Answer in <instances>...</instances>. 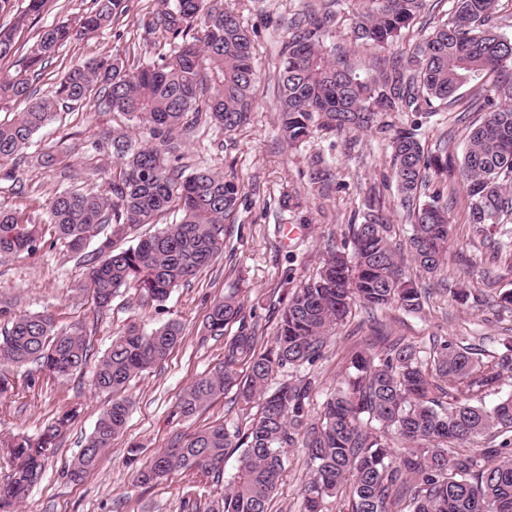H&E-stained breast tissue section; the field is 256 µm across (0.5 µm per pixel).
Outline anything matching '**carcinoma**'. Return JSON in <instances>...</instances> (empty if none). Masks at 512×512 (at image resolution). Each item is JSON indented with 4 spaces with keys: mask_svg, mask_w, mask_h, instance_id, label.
<instances>
[{
    "mask_svg": "<svg viewBox=\"0 0 512 512\" xmlns=\"http://www.w3.org/2000/svg\"><path fill=\"white\" fill-rule=\"evenodd\" d=\"M25 2L15 23L0 27V60L12 55L17 31L27 17L43 12L47 0ZM157 2L141 20L147 33L159 37L162 51L155 61L132 68L119 54L90 58L73 64L49 94L35 96L33 84L60 49L109 29L125 13L126 0H94L84 15L43 30L19 67L0 75V111L6 112L0 162L22 153L60 111L88 103L123 115L154 140L137 145L123 133L112 135L120 171L109 180L107 194L73 182L47 204V224L71 251L98 240L100 260L89 268L85 288L99 310L122 288L135 289L142 306H162L226 248L224 224L234 223L241 197L235 176L206 168L186 175L173 158L203 121L229 137L248 123L259 80L251 35L225 0ZM498 2L455 0L448 20L408 51L390 56L371 82L355 73L346 53L327 45L336 14L325 3L307 5L288 21L290 36L275 73L283 141L295 148L316 126L380 133L388 139L397 191L409 202L430 178H447L448 154L425 150L421 123L395 127L383 116L408 109L428 118L470 87L476 93L467 108L485 117L471 128L459 161L467 221L479 232L485 224L504 223L512 217V38L490 26ZM424 9L425 0H358L355 40L389 50ZM21 99L29 101L26 110L9 113ZM334 180L321 159L312 160L311 192L326 195ZM173 204L179 220L134 245L114 248L112 237L158 223ZM408 218L409 252L419 271L432 277L447 259L448 203L436 192ZM386 224L383 211L367 205L361 222L351 225V246L329 247L317 275L288 294L268 347L259 346L257 327L242 316L236 294L210 302L204 331L224 337V362L183 391L176 414L190 418L229 393L241 410L255 404L258 409L242 427L218 424L175 438L137 470L139 484L197 471L212 478L216 494L204 509L193 505L195 512H270L287 451L301 448L303 512H328L338 501L346 503L338 512H512V391H503L512 378V336L494 352L458 338L435 340L426 349L396 339L375 354L352 350L344 378L320 416H312L317 380L311 367L353 304L380 312L396 307L419 313L424 307L423 291L405 274ZM108 225L112 235L100 237ZM45 243L41 225L0 210V259L34 253ZM235 323L236 333L225 335ZM183 336L181 323L169 320L149 332L131 324L113 338L97 361L92 385L114 399L70 463V481L94 471L125 429L129 402L119 394L129 381L164 363ZM91 356L83 326L60 333L48 314L20 317L0 334V364H33L66 377ZM284 371L288 379L272 386L274 375ZM490 395L496 396L491 404ZM78 416L71 409L35 435L0 436V451L10 463L0 483V512H15ZM235 453L236 471L226 478L225 459Z\"/></svg>",
    "mask_w": 512,
    "mask_h": 512,
    "instance_id": "carcinoma-1",
    "label": "carcinoma"
}]
</instances>
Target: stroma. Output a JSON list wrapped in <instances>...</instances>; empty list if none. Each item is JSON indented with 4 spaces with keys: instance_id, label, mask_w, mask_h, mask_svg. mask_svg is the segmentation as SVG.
<instances>
[{
    "instance_id": "35a3bbf8",
    "label": "stroma",
    "mask_w": 512,
    "mask_h": 512,
    "mask_svg": "<svg viewBox=\"0 0 512 512\" xmlns=\"http://www.w3.org/2000/svg\"><path fill=\"white\" fill-rule=\"evenodd\" d=\"M155 0H127V10L103 33L74 42L59 51L36 83L38 94L48 93L77 61L116 51L137 60H155L147 52L141 20ZM305 0H236L242 20L252 33L255 65L263 79L256 93L258 106L248 125L233 137L202 125L181 150L185 172L205 166L215 172L235 173L243 187L235 223L226 225L227 248L213 264L187 285L176 288L161 307H143L134 289H120L109 310L93 314L91 299L80 288L88 267L96 263L94 246L74 253L57 242L37 253L24 252L0 260V332L13 319L29 314H50L58 329L78 322L88 327L87 341L94 357H101L114 334L135 323L151 329L169 320L184 327L182 342L165 363L135 377L124 396L130 402L127 427L102 454L97 468L82 482L72 483L65 470L92 432L111 395L95 391L90 370L65 379L52 377L36 366H2L0 374L15 389L0 401V434L36 433L59 412L75 408L79 416L60 441L45 472L17 512H184L188 499L209 501V478L181 471L153 487L139 485L126 463L127 450L142 448V462H149L177 436H187L209 426L244 422V415L223 395L204 405L195 416L173 417L178 399L198 376L209 372L224 358V341L203 335L202 324L213 298L236 292L243 312L255 323L263 342L276 334L278 299L284 288H298L315 276L331 243L347 240L351 225L359 223L367 201H375L389 216L388 235L406 241L411 225L408 208L392 178L390 151L384 137L374 132L350 130L341 134L315 131L299 148L281 140L274 95V73L279 52L288 37L285 22ZM93 0H48L37 19L17 34V45L27 50L35 36L59 20L87 12ZM356 0H338L333 41L348 55L361 78L378 77L383 67L381 52L361 46L352 31ZM19 55L0 61V71L14 68ZM480 113L454 106L423 124L428 150L446 143L450 157L461 158L471 126ZM124 131L142 140L123 115L98 111L87 105L63 113L36 134L34 143L17 159L0 164V208L20 210L41 220L46 201L66 178L86 179L87 166L117 169L112 156L113 131ZM100 152H91L92 144ZM330 163L336 190L328 197L307 193L308 166L314 157ZM430 189L441 190L448 200L451 234L444 269L434 277L420 275L414 263L405 270L426 288L424 309L407 314L397 309L368 314L354 307L344 322L331 332L322 357L313 368L319 386L312 395L311 410L319 412L327 394L345 372L350 350L367 347L380 351L385 340L395 337L424 346L432 337H465L494 348L499 338L512 336V309L498 306L500 293L512 289V223L487 225L476 233L466 222V197L461 182L449 177L447 184L431 179ZM302 198L303 206L286 210L283 194ZM294 236H286V229ZM503 241L498 255H491L487 241ZM454 288L468 289L472 299L458 304ZM289 464L271 503V512H301V484L305 473L302 449L288 451Z\"/></svg>"
}]
</instances>
